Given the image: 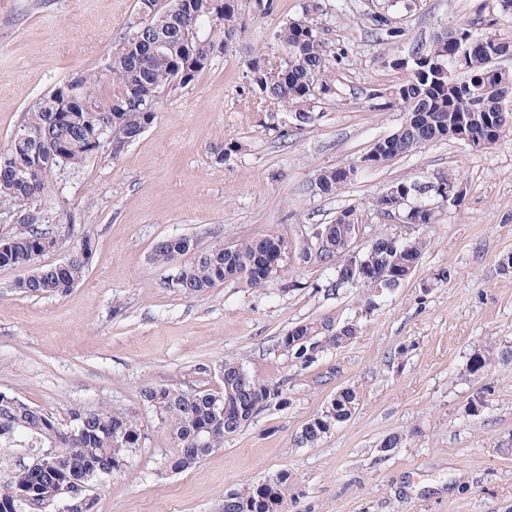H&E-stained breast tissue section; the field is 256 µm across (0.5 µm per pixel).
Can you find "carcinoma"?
Segmentation results:
<instances>
[{"mask_svg":"<svg viewBox=\"0 0 512 512\" xmlns=\"http://www.w3.org/2000/svg\"><path fill=\"white\" fill-rule=\"evenodd\" d=\"M139 15L149 21V28L137 44L124 37L121 51L112 54L107 68L119 91L112 98L101 100L96 88L100 77L88 73L77 77L78 100L65 98L60 87H55L37 109L29 113L25 132L14 138L7 148L0 150V165L17 171L20 178L0 180V205L33 201L49 185V176L56 168L81 165L88 157L107 147L116 156L122 148L98 138L100 121L106 119L122 126L126 132L135 131L146 120L140 100H148L154 93H164L175 84L186 85L208 62L224 53V45L236 39L242 28L237 0H222L223 13L217 17L201 14L196 20L179 14V0H169L164 9H156L158 0H137ZM376 34L383 41H393L400 31L391 27L385 16L375 19ZM460 31L471 41L479 42L466 52L443 36L434 39L423 55L430 66L443 64L448 70L430 71L423 80L412 75L387 92L378 90L368 95L374 111L402 109L416 116L415 124L407 130L397 128L392 136L394 148L373 158L372 168L394 160L415 136H429L436 140L464 141L479 134L497 144L512 134V100L505 101L504 110L482 113L481 101L497 98L503 92L512 94V74L499 69L494 60L512 55V42H503L491 36L478 35L468 24ZM282 50L280 71L288 73L285 80L276 78L269 70L246 74L249 85L260 98L271 100L289 112H308L315 91L331 90L327 77V51L314 20L304 18L286 22L276 33ZM325 182L324 195L330 196L348 182L341 171L331 168L320 171ZM29 220L5 237L6 248L0 250V267L27 270V276L18 280L16 288L29 296L67 294L81 279L95 246V240L84 235L72 251L68 264L59 268L39 266L37 260L58 245V239L41 228L43 216L37 208L29 209ZM330 230L334 248L314 249L316 259L326 265L341 268L340 254L348 247L349 236L340 225L320 226ZM427 242L420 236H410L405 244L394 249L378 247L372 262L381 270L405 271L420 261ZM289 245L284 238L267 234L263 237L231 245L232 252L215 247L198 250L197 240L189 237L159 240L153 249V260L167 263L177 256H188L190 261L181 269L177 286L188 296L209 291L227 281H237L250 288H261L267 283L260 269L274 265L281 269ZM322 334L315 323H305L301 342L293 348L298 358L309 355V347ZM224 387L202 392H186L170 387H147L142 390L144 404L154 411L169 429L175 454L168 458L167 468L182 472L196 465L200 458L192 452L199 436L209 441V447L224 445V389L239 394L242 413L237 427L250 422L264 408L281 405L286 392L278 385H269L250 376L237 363H226L223 369ZM356 393L338 391L326 410L311 419L301 432L299 442L314 446L337 424L350 418L356 407ZM82 428L79 441L73 443L62 434L67 425ZM69 424H60L46 410L31 406L7 394L0 396V449L30 448L34 456L48 451L64 462L79 468V478L89 484L111 470L121 460H129L145 439L142 426L132 415L101 407L95 411L74 409ZM49 485L57 480L53 472L34 471L27 464L15 470L0 484V501L11 500L20 488L37 478ZM273 486L261 490L254 486L239 492L244 507L236 512H251L246 507L249 498L258 496L266 501V512H284L288 491V473L273 475Z\"/></svg>","mask_w":512,"mask_h":512,"instance_id":"1","label":"carcinoma"}]
</instances>
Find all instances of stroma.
<instances>
[{"label":"stroma","instance_id":"35a3bbf8","mask_svg":"<svg viewBox=\"0 0 512 512\" xmlns=\"http://www.w3.org/2000/svg\"><path fill=\"white\" fill-rule=\"evenodd\" d=\"M307 2L273 0L263 14L256 0H238L244 32L162 97L136 141L51 174L34 205L61 244L41 264L64 262L84 235L95 240L66 295L22 294L24 270L0 268V392L61 421L107 407L143 426L144 446L125 472L92 483L93 512H224L229 491L282 471L286 512H512V359L500 358L512 350V273L501 269L512 255V139L487 149L432 142L335 195L314 190L320 170L355 162L403 122L402 112L371 110L367 95L401 82L414 49L478 18L483 34L512 41V12L497 0H318L333 92L301 128L244 75L255 55L278 59L276 32L304 17ZM378 15L400 30L395 42L377 39ZM136 18V0H0V148L55 86L101 70ZM230 142L241 151L216 163L211 145ZM440 172L466 192L420 228L428 246L399 288L331 291L334 268L300 257L312 231L345 209L360 224L355 249L404 235L373 211L374 197ZM267 234L294 251L262 288L227 282L189 297L176 286L182 259H152L168 237L209 249ZM442 270L446 281L428 287ZM323 321H353L359 333L305 360L282 346L294 326ZM477 348L490 362L473 374ZM229 362L281 386L287 407L260 411L192 468L167 470L173 441L142 389H219ZM342 388L357 394L351 418L315 446L298 444ZM479 392L484 405L470 413ZM392 436L399 444L382 451Z\"/></svg>","mask_w":512,"mask_h":512}]
</instances>
